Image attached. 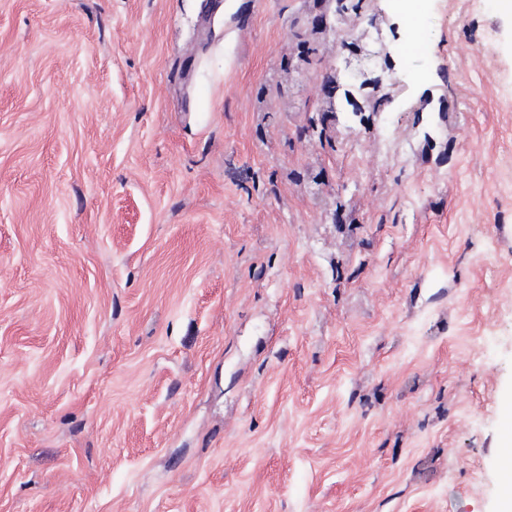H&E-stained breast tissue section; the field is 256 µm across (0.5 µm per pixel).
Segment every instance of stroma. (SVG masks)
Segmentation results:
<instances>
[{
  "instance_id": "1",
  "label": "stroma",
  "mask_w": 512,
  "mask_h": 512,
  "mask_svg": "<svg viewBox=\"0 0 512 512\" xmlns=\"http://www.w3.org/2000/svg\"><path fill=\"white\" fill-rule=\"evenodd\" d=\"M422 3L0 0V512H501L512 17Z\"/></svg>"
}]
</instances>
